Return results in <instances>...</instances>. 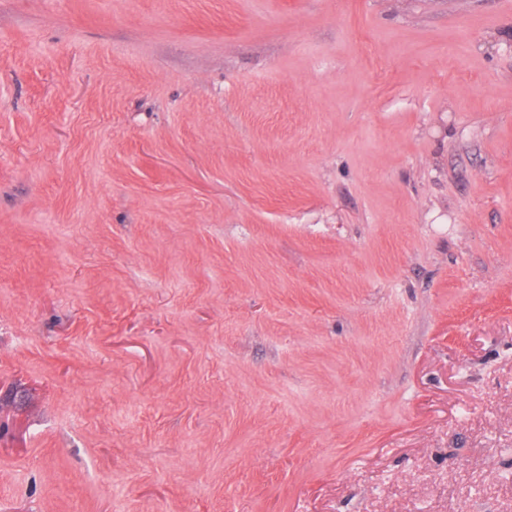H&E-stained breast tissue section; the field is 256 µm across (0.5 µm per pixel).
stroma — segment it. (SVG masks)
<instances>
[{
    "mask_svg": "<svg viewBox=\"0 0 512 512\" xmlns=\"http://www.w3.org/2000/svg\"><path fill=\"white\" fill-rule=\"evenodd\" d=\"M0 512H512V0H0Z\"/></svg>",
    "mask_w": 512,
    "mask_h": 512,
    "instance_id": "obj_1",
    "label": "stroma"
}]
</instances>
